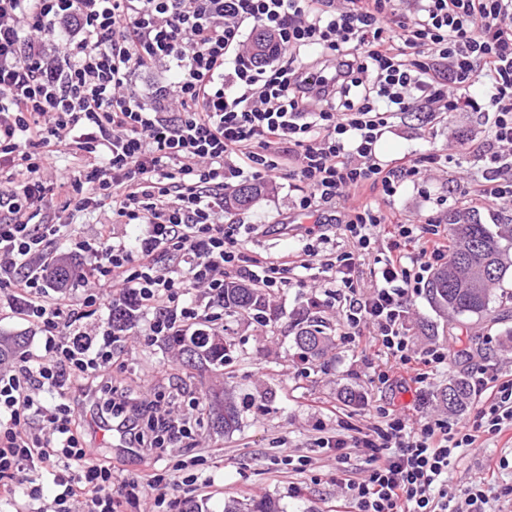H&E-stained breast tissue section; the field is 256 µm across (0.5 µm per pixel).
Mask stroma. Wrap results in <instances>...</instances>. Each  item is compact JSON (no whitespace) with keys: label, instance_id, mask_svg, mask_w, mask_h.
<instances>
[{"label":"stroma","instance_id":"stroma-1","mask_svg":"<svg viewBox=\"0 0 512 512\" xmlns=\"http://www.w3.org/2000/svg\"><path fill=\"white\" fill-rule=\"evenodd\" d=\"M485 133L480 112H454L433 123L423 113L409 112L396 120L378 144L381 158L429 149L450 158L447 171L426 174L425 192L406 186L396 207L411 217L432 215L447 222L461 206L456 186L482 174L483 164L470 146ZM293 200V191L282 180L268 196L231 213V221L238 224L263 221V230L249 237V249L276 257L292 247L294 239L285 228L304 221ZM310 296V289L288 288L270 297L277 315L264 321L225 317L223 335L230 352L220 373L185 368L165 342L126 338L121 344L125 370L116 376L118 386L166 392L186 389L202 395L225 387L234 395L240 424L227 435L204 423L182 447L161 448L145 458L134 452L121 454L125 477L148 470L166 474L169 496L179 505L188 495L181 484L180 467L190 462L206 483L190 495L205 512H224L225 501L260 496L279 500L286 512H337L345 490L336 481V453L320 447V438L336 434L344 423L366 427L370 411L379 405L408 406L420 416H446L437 392L450 378L471 375L486 363L502 376L512 375L511 301L479 319H451L431 303L427 293L415 296L406 326L417 347L449 344L457 353L446 368L434 373L422 393L415 394L401 390L394 381L370 382L367 366L384 364V354L374 349L361 354L341 344L336 337L339 316L333 310L320 315L332 338L327 352L302 362L294 341L295 320L306 311ZM348 390L357 393L355 404L342 402L340 395ZM451 478L460 486L482 482L499 490L512 485V446L504 439L491 438L463 449Z\"/></svg>","mask_w":512,"mask_h":512}]
</instances>
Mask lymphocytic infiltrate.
Returning <instances> with one entry per match:
<instances>
[{"label": "lymphocytic infiltrate", "mask_w": 512, "mask_h": 512, "mask_svg": "<svg viewBox=\"0 0 512 512\" xmlns=\"http://www.w3.org/2000/svg\"><path fill=\"white\" fill-rule=\"evenodd\" d=\"M247 26L273 33L271 62L251 61ZM159 67L167 79L142 95L139 76ZM408 112L485 113V168L459 198L512 210V0H0V314L40 332L35 349L0 367V508L169 507L163 474L121 477L92 446L80 400L99 395L101 422L141 454L192 438L191 418L164 392L113 385L124 367L114 346L142 331L218 329L234 276L267 295L331 284L309 304L337 309L341 343L386 353L371 381L427 387L452 351L415 350L405 317L451 244L441 224L393 206L444 160L376 154ZM63 144L79 168L48 175ZM232 179L298 185L296 209H336L352 250L330 249L315 224L286 253L255 256L244 235L256 225L224 221ZM105 206L111 223L75 233L76 216ZM117 224L135 237H116ZM383 234L390 242L361 289L359 262ZM62 254L76 265L67 290L49 279ZM126 304L131 321L116 327L107 313ZM470 383L469 416L379 406L355 434L322 440L337 462L349 448L366 459L364 476L344 482V512H485L483 487L448 475L461 449L512 431V379L482 367Z\"/></svg>", "instance_id": "1"}]
</instances>
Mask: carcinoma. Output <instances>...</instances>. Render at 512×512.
I'll return each mask as SVG.
<instances>
[{
	"label": "carcinoma",
	"mask_w": 512,
	"mask_h": 512,
	"mask_svg": "<svg viewBox=\"0 0 512 512\" xmlns=\"http://www.w3.org/2000/svg\"><path fill=\"white\" fill-rule=\"evenodd\" d=\"M272 37L257 29L251 39V55L262 64L269 58ZM272 187L261 183L242 184L224 195V209H243L267 195ZM451 253L448 263L437 269L427 285L431 301L441 309L457 315L481 317L490 310L494 290L501 287L512 271V224L495 227L481 221L479 213L465 208L449 218ZM265 309L263 298L254 288L235 284L224 289V313H249ZM330 337L321 325L306 324L295 336L296 346L306 354H324ZM168 344L178 350L183 365L197 370H218L224 366L227 348L224 337L198 331L173 336ZM439 402L449 413L465 410L473 399L470 381L462 376L448 381L437 393ZM209 419L213 429L230 433L239 426V411L232 393L224 390L212 396ZM224 512H283L270 498L243 503L230 500Z\"/></svg>",
	"instance_id": "cac0c4a2"
}]
</instances>
